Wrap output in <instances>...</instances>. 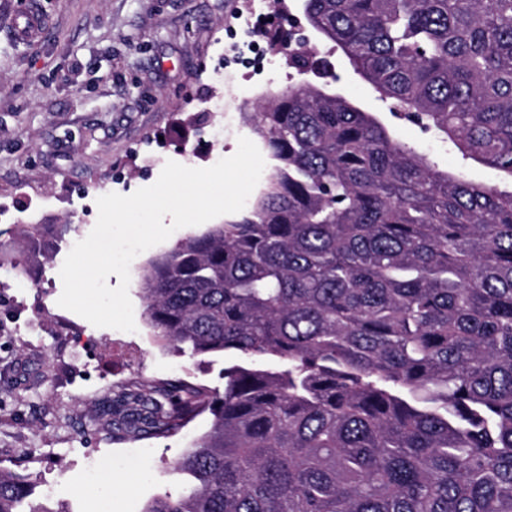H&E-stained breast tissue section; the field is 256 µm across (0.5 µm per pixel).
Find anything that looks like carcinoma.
<instances>
[{
    "instance_id": "cac0c4a2",
    "label": "carcinoma",
    "mask_w": 512,
    "mask_h": 512,
    "mask_svg": "<svg viewBox=\"0 0 512 512\" xmlns=\"http://www.w3.org/2000/svg\"><path fill=\"white\" fill-rule=\"evenodd\" d=\"M308 26L435 132L443 170L336 93L283 31L304 81L256 105L272 168L236 220L187 236L141 281L155 336L233 352L224 392L179 382L121 400L118 426L210 431L193 486L145 512H512V0H302ZM28 476L0 470V512Z\"/></svg>"
}]
</instances>
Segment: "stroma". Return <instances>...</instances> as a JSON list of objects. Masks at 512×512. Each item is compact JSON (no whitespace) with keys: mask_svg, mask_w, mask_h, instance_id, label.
<instances>
[{"mask_svg":"<svg viewBox=\"0 0 512 512\" xmlns=\"http://www.w3.org/2000/svg\"><path fill=\"white\" fill-rule=\"evenodd\" d=\"M48 32L15 43L23 12L0 0V469L32 477L46 512H145L187 485L175 464L207 432L201 413L166 436L117 437L108 398L187 381L224 390L232 356L190 357L155 337L139 284L148 264L206 225L181 228L130 265L135 331L93 326L57 303L60 269L94 228L96 200L154 184L166 161L206 168L253 138V107L303 77L260 30L293 28L319 51L300 0H37ZM336 92L388 122L443 169L458 159L433 134L391 118L388 105L333 54ZM40 224L36 241L22 237ZM99 464L97 474L85 468Z\"/></svg>","mask_w":512,"mask_h":512,"instance_id":"1","label":"stroma"}]
</instances>
